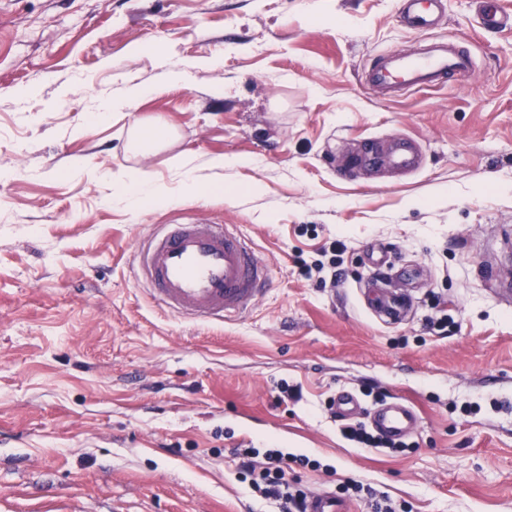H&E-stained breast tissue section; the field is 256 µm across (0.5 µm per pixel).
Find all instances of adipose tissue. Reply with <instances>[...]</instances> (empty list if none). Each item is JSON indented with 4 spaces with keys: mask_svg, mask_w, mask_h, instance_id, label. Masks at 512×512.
Returning <instances> with one entry per match:
<instances>
[{
    "mask_svg": "<svg viewBox=\"0 0 512 512\" xmlns=\"http://www.w3.org/2000/svg\"><path fill=\"white\" fill-rule=\"evenodd\" d=\"M171 162L176 169L185 173V179L176 188L165 187L156 182L146 173L133 169L124 172V192L126 201L131 210H138L146 202H154L162 205H173L180 202L188 193L194 192L203 177L197 174L190 166L187 155L178 154L172 157Z\"/></svg>",
    "mask_w": 512,
    "mask_h": 512,
    "instance_id": "adipose-tissue-1",
    "label": "adipose tissue"
}]
</instances>
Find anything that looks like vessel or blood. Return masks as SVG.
I'll return each mask as SVG.
<instances>
[{"label": "vessel or blood", "mask_w": 512, "mask_h": 512, "mask_svg": "<svg viewBox=\"0 0 512 512\" xmlns=\"http://www.w3.org/2000/svg\"><path fill=\"white\" fill-rule=\"evenodd\" d=\"M404 23L420 30L432 29L442 9V0H403ZM486 28L512 25V14L497 0H478ZM474 70L472 57L449 43L398 59L397 72H390L386 58L365 72L368 88H383L398 96L412 90L430 89L464 77ZM421 150L413 141L400 138L385 151L365 149L361 161L369 167L388 165L415 170ZM137 271L149 286L152 299L168 312L193 319L220 321L240 319L269 290L272 279L267 264L259 260L251 243L236 225L167 224L154 233L137 252ZM409 300L398 292L384 291L373 300L375 313L388 322L398 321ZM334 411L356 418L366 416L381 433L402 439L416 430L421 419L405 402L365 409L355 394L342 392L332 401Z\"/></svg>", "instance_id": "1"}]
</instances>
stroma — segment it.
<instances>
[{
    "label": "stroma",
    "instance_id": "35a3bbf8",
    "mask_svg": "<svg viewBox=\"0 0 512 512\" xmlns=\"http://www.w3.org/2000/svg\"><path fill=\"white\" fill-rule=\"evenodd\" d=\"M400 9L0 0V512H278L241 481V444L317 460L293 471L312 495L353 480L403 512H512V412L483 386L512 377V305L493 294L512 289V29L483 32L474 0H445L427 33ZM430 38L473 74L392 99L362 86L375 55ZM136 83L164 90L97 117ZM142 119L173 136L133 155ZM396 136L419 143L416 172L357 164ZM181 152L254 164L130 212L113 173L173 187ZM195 221L239 225L268 264L245 318L174 317L138 280V245ZM336 239V283L305 277ZM383 250L394 267L370 264ZM375 279L410 294L404 322L373 316ZM342 389L409 402L421 426L402 450L356 447L328 407Z\"/></svg>",
    "mask_w": 512,
    "mask_h": 512
}]
</instances>
